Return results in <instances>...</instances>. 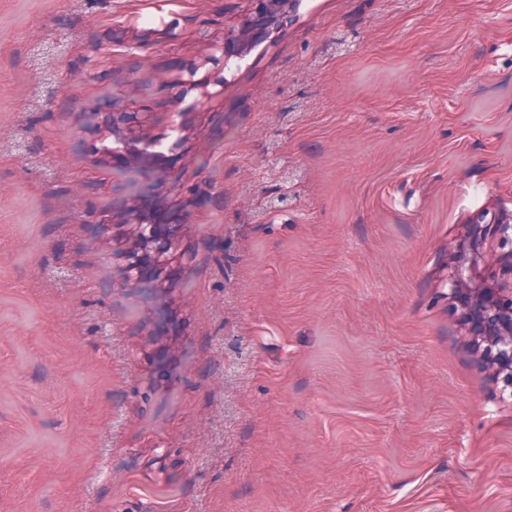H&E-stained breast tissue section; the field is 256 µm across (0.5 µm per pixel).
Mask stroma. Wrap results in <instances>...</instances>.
Returning <instances> with one entry per match:
<instances>
[{"mask_svg": "<svg viewBox=\"0 0 512 512\" xmlns=\"http://www.w3.org/2000/svg\"><path fill=\"white\" fill-rule=\"evenodd\" d=\"M259 13L0 0V512H512V399L448 288L512 220V0ZM114 111L179 181L151 305L112 275Z\"/></svg>", "mask_w": 512, "mask_h": 512, "instance_id": "stroma-1", "label": "stroma"}]
</instances>
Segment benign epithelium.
Segmentation results:
<instances>
[{"label": "benign epithelium", "instance_id": "7a95c632", "mask_svg": "<svg viewBox=\"0 0 512 512\" xmlns=\"http://www.w3.org/2000/svg\"><path fill=\"white\" fill-rule=\"evenodd\" d=\"M182 224L165 214L145 226L135 222V260L118 271L127 279L136 270L134 287L142 298L153 300L166 256L179 244ZM485 233L498 237L499 250H483L484 238L474 234L462 244L466 263L448 279L450 292L458 297L467 313L471 333L481 340L480 360L501 378L504 389L512 397V278L495 281L486 270L499 267L512 274V224H487Z\"/></svg>", "mask_w": 512, "mask_h": 512}]
</instances>
